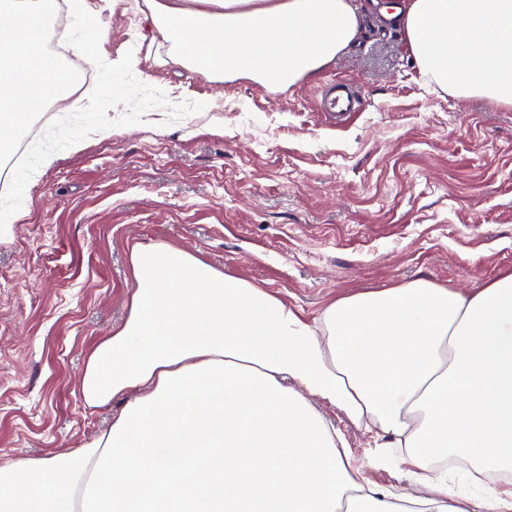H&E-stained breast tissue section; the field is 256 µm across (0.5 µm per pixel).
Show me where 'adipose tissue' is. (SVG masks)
I'll list each match as a JSON object with an SVG mask.
<instances>
[{
	"mask_svg": "<svg viewBox=\"0 0 512 512\" xmlns=\"http://www.w3.org/2000/svg\"><path fill=\"white\" fill-rule=\"evenodd\" d=\"M58 0H0V150L65 78L41 48ZM421 75L512 106V0H403ZM155 25L194 68L286 87L359 33L350 0H158ZM122 326L88 355L110 427L0 462V512H512V488L450 487L432 462L512 473V273L476 291L418 279L329 302L314 319L164 243L135 245ZM319 398L373 448L356 456ZM396 465L400 493L360 483Z\"/></svg>",
	"mask_w": 512,
	"mask_h": 512,
	"instance_id": "obj_1",
	"label": "adipose tissue"
}]
</instances>
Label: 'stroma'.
Instances as JSON below:
<instances>
[{
    "instance_id": "1",
    "label": "stroma",
    "mask_w": 512,
    "mask_h": 512,
    "mask_svg": "<svg viewBox=\"0 0 512 512\" xmlns=\"http://www.w3.org/2000/svg\"><path fill=\"white\" fill-rule=\"evenodd\" d=\"M353 2L358 40L274 88L190 67L152 0H69L60 60L92 80L48 102L0 191V461L106 427L76 384L127 314L133 245L178 246L308 318L416 279L469 290L512 273V107L427 85L404 34L376 28V0ZM334 80L364 96L343 122L318 110Z\"/></svg>"
}]
</instances>
